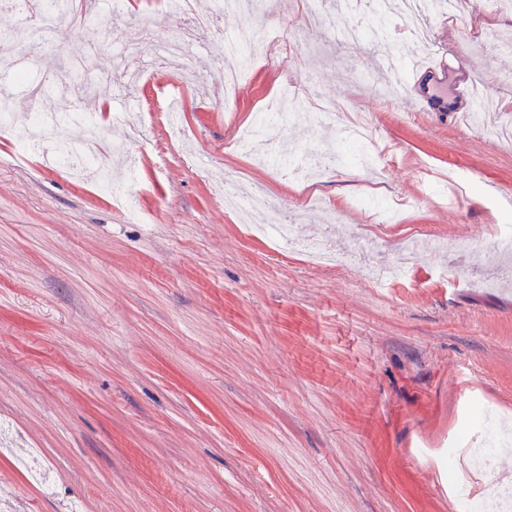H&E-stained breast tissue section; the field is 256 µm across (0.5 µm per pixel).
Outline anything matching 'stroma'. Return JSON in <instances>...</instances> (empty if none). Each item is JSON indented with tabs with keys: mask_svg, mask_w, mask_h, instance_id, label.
<instances>
[{
	"mask_svg": "<svg viewBox=\"0 0 512 512\" xmlns=\"http://www.w3.org/2000/svg\"><path fill=\"white\" fill-rule=\"evenodd\" d=\"M81 27L40 19L51 47L39 80L15 86L0 130V512H452L448 462L495 438L479 498L512 485V261L492 250L506 227L512 141L417 112L405 92L408 40L373 38L365 0L359 55L327 29V0H267L226 14L209 44L161 58L184 18L155 0H87ZM285 31L300 53L263 60L230 101L210 87L225 33ZM472 7L449 28L476 83L512 100V53L473 40ZM133 41L123 67L112 42ZM93 93L71 91L75 56ZM334 101L335 117L285 104L276 151L300 167L354 115L372 116L380 172L331 164L320 206L301 183L234 142L285 82ZM180 97L179 127L157 104ZM112 112L101 134L53 129L75 147L98 140L103 167L134 157L128 219L95 177L77 181L42 151L21 153L27 114ZM258 187L271 210L225 206L209 171ZM381 187L401 209L379 225L358 198ZM288 219L302 239L360 245L326 266L251 225Z\"/></svg>",
	"mask_w": 512,
	"mask_h": 512,
	"instance_id": "1",
	"label": "stroma"
}]
</instances>
